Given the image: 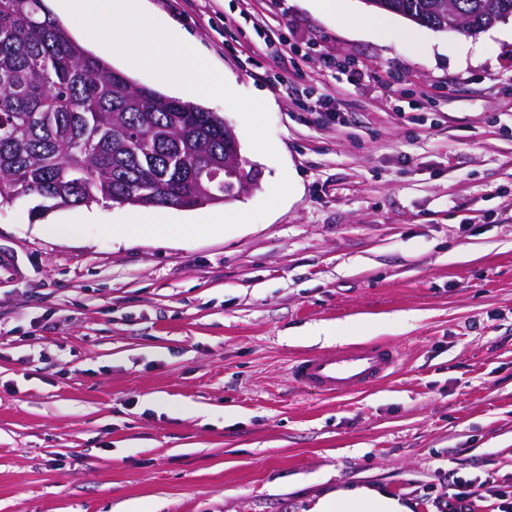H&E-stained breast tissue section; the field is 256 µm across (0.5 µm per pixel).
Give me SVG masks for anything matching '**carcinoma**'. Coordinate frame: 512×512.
I'll return each instance as SVG.
<instances>
[{"label":"carcinoma","instance_id":"carcinoma-1","mask_svg":"<svg viewBox=\"0 0 512 512\" xmlns=\"http://www.w3.org/2000/svg\"><path fill=\"white\" fill-rule=\"evenodd\" d=\"M435 31L448 9L474 33L512 17V0H371ZM224 161V117L135 83L77 42L44 0H0V208L112 201L142 208L231 200L203 163Z\"/></svg>","mask_w":512,"mask_h":512}]
</instances>
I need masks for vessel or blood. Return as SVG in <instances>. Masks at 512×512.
<instances>
[{
	"label": "vessel or blood",
	"mask_w": 512,
	"mask_h": 512,
	"mask_svg": "<svg viewBox=\"0 0 512 512\" xmlns=\"http://www.w3.org/2000/svg\"><path fill=\"white\" fill-rule=\"evenodd\" d=\"M399 360L398 349L385 343L352 345L294 360L288 376L320 394L342 396L387 378Z\"/></svg>",
	"instance_id": "vessel-or-blood-1"
}]
</instances>
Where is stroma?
Listing matches in <instances>:
<instances>
[{"mask_svg": "<svg viewBox=\"0 0 512 512\" xmlns=\"http://www.w3.org/2000/svg\"><path fill=\"white\" fill-rule=\"evenodd\" d=\"M279 154L234 129L256 186L218 234L129 244L134 206L0 208V512H309L368 485L411 512L512 491V20L475 35L400 15L369 32L308 0H149ZM280 50L272 57L267 42ZM396 345L386 380L292 384L321 327Z\"/></svg>", "mask_w": 512, "mask_h": 512, "instance_id": "35a3bbf8", "label": "stroma"}]
</instances>
